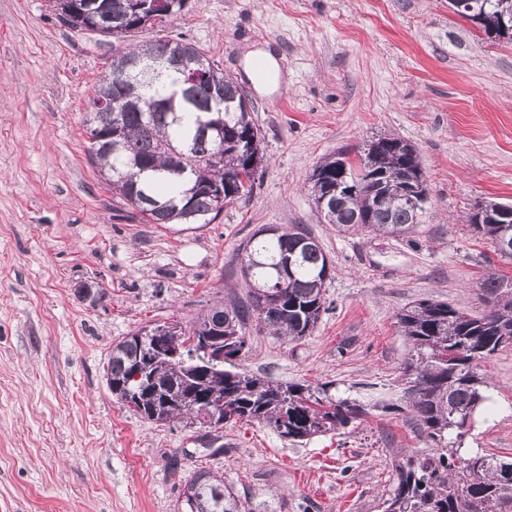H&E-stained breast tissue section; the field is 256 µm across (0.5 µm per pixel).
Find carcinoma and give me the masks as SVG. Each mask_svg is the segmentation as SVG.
Instances as JSON below:
<instances>
[{
    "mask_svg": "<svg viewBox=\"0 0 512 512\" xmlns=\"http://www.w3.org/2000/svg\"><path fill=\"white\" fill-rule=\"evenodd\" d=\"M112 14L113 55L137 64L122 82L100 79L93 104L120 109L98 120L100 144L88 147L89 163L112 193L147 224H210L224 206L250 194L254 173L249 131L261 133L244 89L215 66L196 90H182L184 72L207 54L182 39L128 44L147 19L141 0H101ZM473 13L490 39L503 37L502 15L512 16V0H472ZM223 111H211L214 97ZM219 123L224 138L205 135L202 126ZM355 166L339 153L320 162L319 180L310 184L314 203L328 196L321 211L339 232L361 230L404 239L421 223L424 211L402 201V173L416 171L417 187L429 196L416 149L395 137L370 142ZM468 224L498 243L512 238V205L482 201ZM277 235L251 237L241 271L249 284V304L218 300L164 337L170 344L196 340V355L171 364L151 354L154 340L125 336L112 345L107 366L112 395H130L124 404L151 423L178 421L191 427L200 417L199 398L224 402V420L262 423L278 436L301 443L339 431L373 411L406 412L431 439V452L400 454L394 460L384 512H512V462L485 453H461L457 442L486 401L481 363L512 346V277L490 272L480 282L485 310L477 315L446 301L425 299L397 314V326L410 346L398 389L367 400L337 397L327 385L284 382L237 372L224 365L248 343L244 328L256 318L260 330L288 341L312 335L329 310L326 283L333 265L320 242L298 224L275 226ZM224 351V362L215 360ZM153 379L139 390L135 373ZM182 512H242L238 493L224 478L197 471L183 487Z\"/></svg>",
    "mask_w": 512,
    "mask_h": 512,
    "instance_id": "cac0c4a2",
    "label": "carcinoma"
}]
</instances>
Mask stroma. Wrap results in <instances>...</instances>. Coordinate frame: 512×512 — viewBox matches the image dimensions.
Instances as JSON below:
<instances>
[{
  "label": "stroma",
  "mask_w": 512,
  "mask_h": 512,
  "mask_svg": "<svg viewBox=\"0 0 512 512\" xmlns=\"http://www.w3.org/2000/svg\"><path fill=\"white\" fill-rule=\"evenodd\" d=\"M161 38L196 44L237 79L264 137L252 193L191 229L143 223L88 162L84 120L111 45L59 24L49 0H0V512H179L202 468L255 512H382L395 457L432 446L409 415L300 443L255 422L159 426L112 396L107 354L146 324L245 303L251 236L297 224L333 263L332 308L298 342L248 322L235 367L340 397L388 391L409 354L399 311L428 298L477 311L486 273L512 277L467 223L478 201L512 204V41L448 0H191L131 36ZM258 53L275 59L278 87L251 79ZM380 135L416 147L429 185L405 239L338 232L310 192L324 157L358 163ZM482 370L488 399L461 448L510 460L512 347Z\"/></svg>",
  "instance_id": "obj_1"
}]
</instances>
